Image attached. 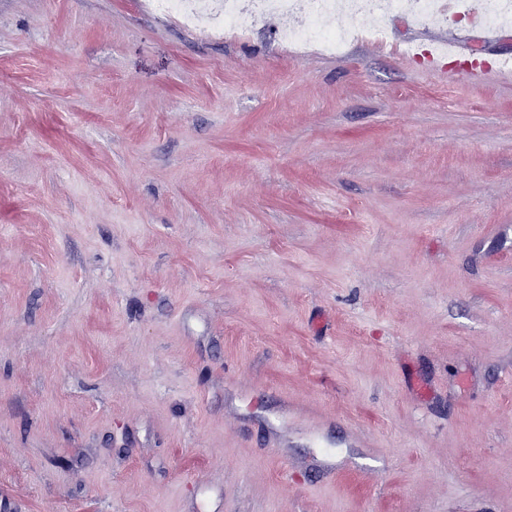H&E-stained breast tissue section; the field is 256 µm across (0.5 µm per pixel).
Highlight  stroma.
Listing matches in <instances>:
<instances>
[{"label": "stroma", "instance_id": "35a3bbf8", "mask_svg": "<svg viewBox=\"0 0 512 512\" xmlns=\"http://www.w3.org/2000/svg\"><path fill=\"white\" fill-rule=\"evenodd\" d=\"M152 0H0V512H512V83Z\"/></svg>", "mask_w": 512, "mask_h": 512}]
</instances>
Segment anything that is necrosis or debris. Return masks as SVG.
Returning a JSON list of instances; mask_svg holds the SVG:
<instances>
[{"label":"necrosis or debris","instance_id":"4bbe7bcc","mask_svg":"<svg viewBox=\"0 0 512 512\" xmlns=\"http://www.w3.org/2000/svg\"><path fill=\"white\" fill-rule=\"evenodd\" d=\"M255 15L270 10L298 14L302 22L289 28L286 37L299 46L318 45L330 52H343L357 32L356 19H373V36L386 33L383 20L392 13L407 12L422 24H447L450 17H478L489 28L512 25V0H454L453 12H445L437 0H249ZM332 15L335 25L324 26Z\"/></svg>","mask_w":512,"mask_h":512}]
</instances>
